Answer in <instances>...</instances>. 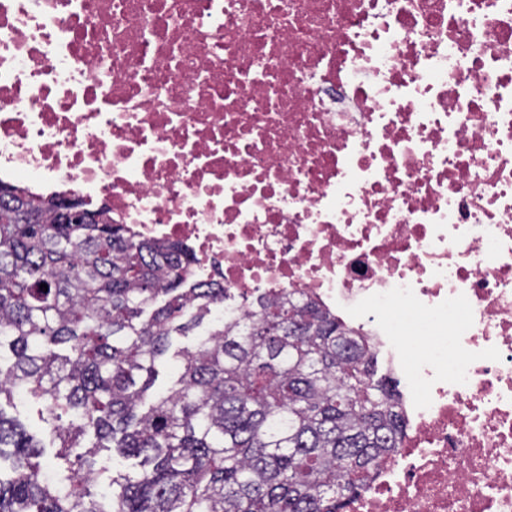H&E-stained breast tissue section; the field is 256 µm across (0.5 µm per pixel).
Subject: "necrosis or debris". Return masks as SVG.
Listing matches in <instances>:
<instances>
[{
  "instance_id": "necrosis-or-debris-1",
  "label": "necrosis or debris",
  "mask_w": 512,
  "mask_h": 512,
  "mask_svg": "<svg viewBox=\"0 0 512 512\" xmlns=\"http://www.w3.org/2000/svg\"><path fill=\"white\" fill-rule=\"evenodd\" d=\"M315 300L397 380L343 512H512V0H0V183Z\"/></svg>"
}]
</instances>
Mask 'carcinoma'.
Wrapping results in <instances>:
<instances>
[{"label": "carcinoma", "mask_w": 512, "mask_h": 512, "mask_svg": "<svg viewBox=\"0 0 512 512\" xmlns=\"http://www.w3.org/2000/svg\"><path fill=\"white\" fill-rule=\"evenodd\" d=\"M2 189L0 402L37 404L59 458L87 434L97 444L50 477L45 445L0 407V461L16 460L0 512H104L106 442L141 459L109 478L111 512H342L398 448L395 382L317 305L283 294L216 318L224 288L191 279L185 247L138 240L103 209L98 224H63L56 198ZM205 322L146 402L172 337Z\"/></svg>", "instance_id": "obj_1"}]
</instances>
